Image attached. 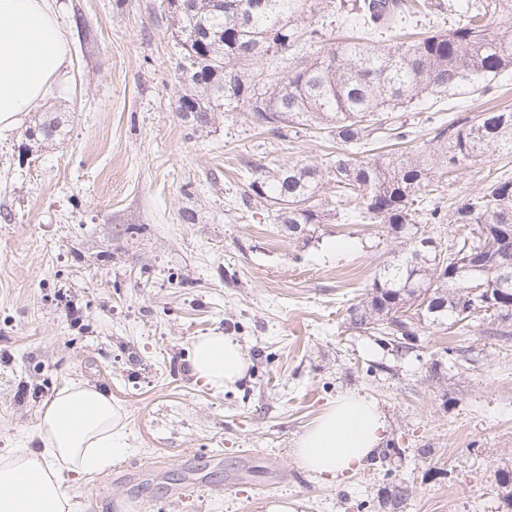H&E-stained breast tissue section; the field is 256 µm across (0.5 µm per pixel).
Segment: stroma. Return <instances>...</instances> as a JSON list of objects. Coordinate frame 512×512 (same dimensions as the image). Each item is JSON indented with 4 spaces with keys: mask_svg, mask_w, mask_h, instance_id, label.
<instances>
[{
    "mask_svg": "<svg viewBox=\"0 0 512 512\" xmlns=\"http://www.w3.org/2000/svg\"><path fill=\"white\" fill-rule=\"evenodd\" d=\"M70 44L66 89L45 104L65 133L34 149L30 118L0 134V453L21 447L55 391L105 389L127 413V456L84 477V512H512V322L421 329L397 352L349 329L348 300L402 247L378 224L291 234L244 204L246 163L325 166L321 134L281 140L241 112H178L181 47L164 0H52ZM512 157L466 163L446 204ZM349 243L331 250L336 239ZM235 337L251 360L235 390L195 381L192 340ZM388 422L372 464L339 482L291 448L336 397ZM410 494V487L403 481L391 482L385 491V508L388 512H401L400 509Z\"/></svg>",
    "mask_w": 512,
    "mask_h": 512,
    "instance_id": "1",
    "label": "stroma"
}]
</instances>
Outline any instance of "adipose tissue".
I'll use <instances>...</instances> for the list:
<instances>
[{"label":"adipose tissue","mask_w":512,"mask_h":512,"mask_svg":"<svg viewBox=\"0 0 512 512\" xmlns=\"http://www.w3.org/2000/svg\"><path fill=\"white\" fill-rule=\"evenodd\" d=\"M69 57L49 0H0V131L64 83ZM188 359L196 380L217 392L235 388L249 366L237 340L220 332L197 337ZM125 427L126 413L110 394L82 381L64 385L42 413L33 447L0 456V512H77L76 481L126 454ZM386 436L377 403L348 392L315 417L292 454L331 483L367 466Z\"/></svg>","instance_id":"1"}]
</instances>
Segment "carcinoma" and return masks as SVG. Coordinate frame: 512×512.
<instances>
[{
  "instance_id": "obj_1",
  "label": "carcinoma",
  "mask_w": 512,
  "mask_h": 512,
  "mask_svg": "<svg viewBox=\"0 0 512 512\" xmlns=\"http://www.w3.org/2000/svg\"><path fill=\"white\" fill-rule=\"evenodd\" d=\"M190 3L175 28L189 90L179 111L206 124L222 106L244 112L262 133L285 140L317 129L336 144L323 170L295 163L249 177L244 200L272 202L276 223L293 234L360 221L384 226L403 244L401 258L346 309L349 328L407 352L426 327L465 328L487 315L512 321V176L492 177L453 207L437 194L462 164L512 155V109L437 124L415 153L370 148L408 141L412 131L398 113L415 97L465 86L483 96L495 77L512 73V0L451 2L448 29L409 43L393 36L410 13L407 0ZM262 58L288 62L287 74L253 68ZM61 128L59 117H47L26 135L48 141ZM423 224L455 225L452 243L423 247ZM409 496L407 484L392 482L384 506L400 512Z\"/></svg>"
}]
</instances>
